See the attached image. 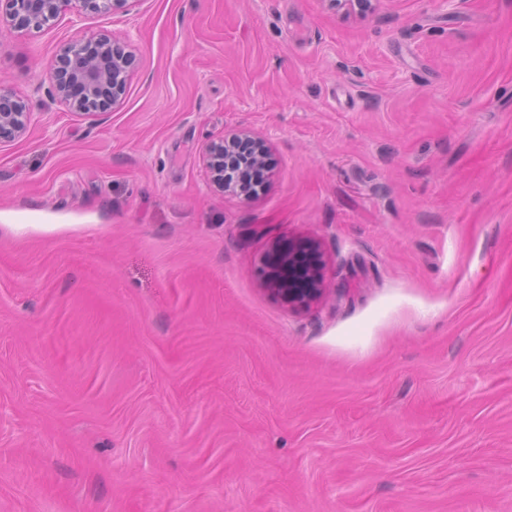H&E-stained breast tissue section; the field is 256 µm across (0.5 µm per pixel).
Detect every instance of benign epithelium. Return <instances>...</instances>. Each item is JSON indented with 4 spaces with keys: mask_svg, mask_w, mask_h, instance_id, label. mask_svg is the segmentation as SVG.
<instances>
[{
    "mask_svg": "<svg viewBox=\"0 0 512 512\" xmlns=\"http://www.w3.org/2000/svg\"><path fill=\"white\" fill-rule=\"evenodd\" d=\"M135 0H0V29L17 33L39 32L66 12L106 13L127 7ZM332 7L373 9L378 0H327ZM135 61L129 45L113 36L98 34L62 44L48 71L54 96L72 113L107 112L122 100ZM30 109L10 87L0 84V145L21 137L27 130ZM252 143V152L242 163L240 180L224 181V157L238 152L239 142ZM270 146L247 129H238L211 141L203 154L210 184L221 192L250 198L246 187L254 172L272 178L267 166ZM263 290L272 294L290 312L307 311L325 297V258L318 242L290 237L271 248L263 259Z\"/></svg>",
    "mask_w": 512,
    "mask_h": 512,
    "instance_id": "7a95c632",
    "label": "benign epithelium"
}]
</instances>
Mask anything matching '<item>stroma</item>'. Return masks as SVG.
Segmentation results:
<instances>
[{
  "label": "stroma",
  "mask_w": 512,
  "mask_h": 512,
  "mask_svg": "<svg viewBox=\"0 0 512 512\" xmlns=\"http://www.w3.org/2000/svg\"><path fill=\"white\" fill-rule=\"evenodd\" d=\"M99 33L134 69L78 116L47 67ZM0 81V512H512V0H136L0 35ZM237 128L249 200L202 161ZM30 109L10 87L0 83V145L21 137L27 130ZM251 142L252 152L249 156H245L247 160L242 163V171L240 180H238V170L240 163L237 158H232L228 162L227 157L231 153L238 152L236 145L238 142ZM270 151V146L267 141L259 136H256L247 129H238L230 133H225L224 136L217 140L211 141L205 149L203 154V162L207 171L210 184L221 192H229L236 194L244 199H249V191L246 190L248 181L251 177V182L254 179V172L258 171L262 177L273 178L274 173L267 166V155ZM226 155V157H225ZM238 158H243L244 155L236 154ZM226 161L224 162V159ZM224 179L226 181H224ZM236 183L228 185V183ZM263 262L262 289L289 312L307 311L324 299L325 258L317 241L288 237L271 248Z\"/></svg>",
  "instance_id": "1"
}]
</instances>
